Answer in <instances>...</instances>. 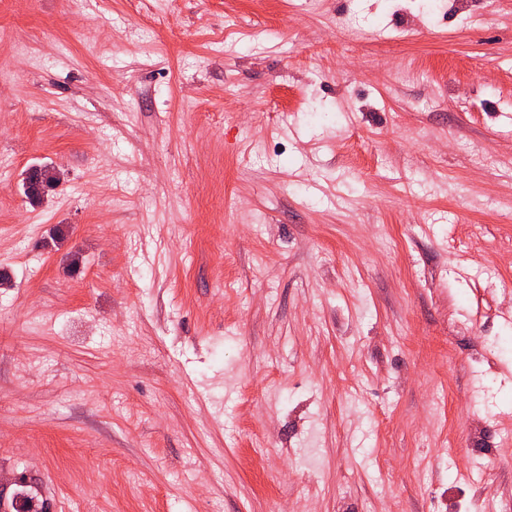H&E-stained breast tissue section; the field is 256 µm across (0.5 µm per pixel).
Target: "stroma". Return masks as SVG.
<instances>
[{"mask_svg": "<svg viewBox=\"0 0 512 512\" xmlns=\"http://www.w3.org/2000/svg\"><path fill=\"white\" fill-rule=\"evenodd\" d=\"M444 2L0 0L1 497L512 512V0Z\"/></svg>", "mask_w": 512, "mask_h": 512, "instance_id": "stroma-1", "label": "stroma"}]
</instances>
